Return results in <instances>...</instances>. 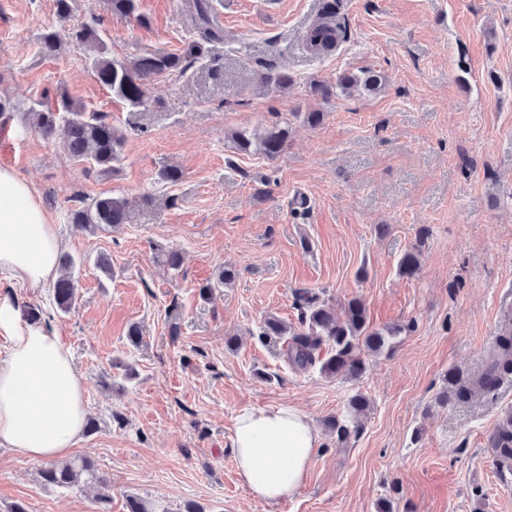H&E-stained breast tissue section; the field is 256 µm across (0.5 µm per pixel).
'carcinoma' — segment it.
I'll return each mask as SVG.
<instances>
[{
    "label": "carcinoma",
    "instance_id": "1",
    "mask_svg": "<svg viewBox=\"0 0 512 512\" xmlns=\"http://www.w3.org/2000/svg\"><path fill=\"white\" fill-rule=\"evenodd\" d=\"M112 13L127 18L133 17L141 24L146 18L137 13V0H107ZM188 8L197 19L199 40L192 42L189 54H197L202 44L221 40L222 31L209 19V0H189ZM346 37V29L336 10V0L326 4L317 21L306 31L303 41L306 50L313 56H324L335 51ZM68 39L89 49L91 68L98 82L119 99L132 107L149 104V89L160 75L182 73L187 68V56L165 51L143 53L130 60L109 56L106 45L97 32L88 27H76L68 32ZM259 84L268 91L279 92L292 83L285 71L266 68L258 73ZM386 85L385 75L377 70L359 73L344 72L337 80V87L345 93H376ZM61 111H36V125L43 135L49 137L57 132L65 137L71 155L89 162L107 177L117 171L120 162V147L123 135L111 123L95 113H88L66 97L61 98ZM288 125L274 123L257 134L244 128L231 135L233 147L242 154L259 152L270 160L280 157L288 146ZM73 224L86 228H118L128 223L127 203L122 198L105 196L93 200L85 207L69 213ZM420 249L414 247L405 252L398 261L399 274L413 276L419 270ZM76 259L65 254L61 257L60 276L52 286L56 308L68 313L76 300L74 269ZM237 277L236 269L224 267L216 280L209 281L200 289L208 299ZM295 305L298 324L288 325L274 315L264 318L260 336H276L283 340L282 357L296 370L307 371L315 366L327 377L345 376L352 380L365 372L363 352L382 354L393 350V340L406 331V327L395 325L375 329L370 327L363 301L353 298L344 306L343 318L334 312L319 294L303 289L296 293ZM512 375V315H508L496 336L486 365L472 376L455 380L452 389L457 401H466L475 389L494 391L501 381ZM369 407L368 399L358 393L350 397L340 417L328 419V427L336 432L340 443L359 432L361 415ZM491 448L497 469L512 473V412H508L491 437ZM96 478L94 465L87 459L69 464L49 463L39 470L46 485L57 488L74 486L81 475Z\"/></svg>",
    "mask_w": 512,
    "mask_h": 512
}]
</instances>
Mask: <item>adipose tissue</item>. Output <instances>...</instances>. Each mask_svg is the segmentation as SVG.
I'll return each mask as SVG.
<instances>
[{"mask_svg": "<svg viewBox=\"0 0 512 512\" xmlns=\"http://www.w3.org/2000/svg\"><path fill=\"white\" fill-rule=\"evenodd\" d=\"M60 253L33 188L0 168V447L35 462L66 459L87 419L85 378L60 329L25 312V297L57 278ZM319 442L296 408L243 410L232 436L238 476L257 499L293 497Z\"/></svg>", "mask_w": 512, "mask_h": 512, "instance_id": "adipose-tissue-1", "label": "adipose tissue"}]
</instances>
